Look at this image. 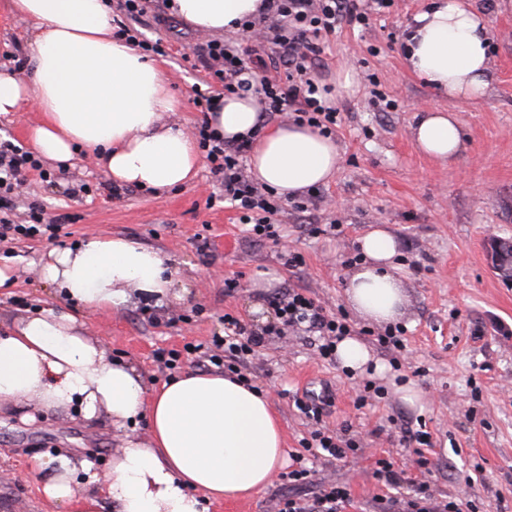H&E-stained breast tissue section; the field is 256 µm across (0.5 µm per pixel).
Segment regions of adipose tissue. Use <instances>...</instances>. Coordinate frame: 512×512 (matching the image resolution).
I'll return each instance as SVG.
<instances>
[{
    "label": "adipose tissue",
    "mask_w": 512,
    "mask_h": 512,
    "mask_svg": "<svg viewBox=\"0 0 512 512\" xmlns=\"http://www.w3.org/2000/svg\"><path fill=\"white\" fill-rule=\"evenodd\" d=\"M177 20L214 33L258 16L265 0H170ZM30 20V67L0 72V115L35 107L43 119L31 140L44 158L71 161L77 150L95 156L119 182L163 191L188 182L199 151L183 130L162 122L178 109L163 70L133 45L112 38L108 0H13ZM404 66L448 97L476 102L490 86V30L465 0H431L403 39ZM225 139L258 133L249 170L282 199L325 184L340 152L334 140L284 122L261 128L254 97L230 94L209 113ZM426 155L454 161L464 147L455 114L428 111L412 128ZM365 260L352 275L346 300L364 320L391 324L407 297L394 273L395 236L376 228L361 240ZM41 278L61 305L0 328V409L36 403L46 412L107 416L117 428L148 418V439L126 435L107 475L89 461L60 454L42 495L75 512H209L213 503L251 497L283 465L279 421L262 391L221 373L195 370L148 388L132 366L111 361L90 336L77 308L112 311L136 294L172 295L178 279L163 254L122 236H93L49 252ZM82 470L85 479L73 478Z\"/></svg>",
    "instance_id": "1"
}]
</instances>
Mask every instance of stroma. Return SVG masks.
Segmentation results:
<instances>
[{
    "label": "stroma",
    "instance_id": "35a3bbf8",
    "mask_svg": "<svg viewBox=\"0 0 512 512\" xmlns=\"http://www.w3.org/2000/svg\"><path fill=\"white\" fill-rule=\"evenodd\" d=\"M427 0H394L389 14L365 30L343 27L330 38L318 71L332 88L331 101L341 117L335 141L341 162L334 179L321 186V201L307 211L281 202L278 241L255 242L220 198L221 185L201 162L195 178L158 193L122 184L109 194V178L88 155H77L69 168L44 162L29 172L18 207L9 218H25L30 204L61 225L54 239L0 241V266L11 265L15 284L0 293V322L59 304L60 295L45 284L40 260L54 249L73 246L93 235H120L160 249L188 291L161 301L132 297L122 309L83 313L91 335L107 347L110 358L132 365L147 386L162 385L174 371L162 354H179L178 369L196 368L198 356L187 346H211L223 335L224 316L245 320L266 337L242 372L267 392L288 452L320 429L353 440L359 451L342 459L315 463L316 483L347 484L352 502L346 512H388L392 491L378 482L375 462L386 457L395 469L418 476L416 456L401 444V422L424 427L435 463L428 475L430 493L443 501L471 504L475 512H512V339L495 333L497 323L512 326V280L493 268L491 239L512 240V7L502 0H473L490 23L491 91L482 100L449 99L407 74L402 66L404 28ZM0 0V72L29 57L31 27ZM145 36L160 41L154 59L165 70L169 89L180 103L164 122L194 133L204 115L193 105L206 73L189 56L207 36L185 22L144 26ZM357 78L354 93L335 90L342 71ZM393 106L379 111L373 92ZM456 114L466 135L465 149L451 165L417 150L410 129L422 112ZM340 224V232L314 235V224ZM385 226L398 241L397 274L408 303L399 326L403 346L378 344L380 324L361 319L346 302L354 268L347 260L359 240ZM303 258L288 269V254ZM278 276L264 287L266 273ZM237 280L234 295L224 282ZM290 287L306 289L326 309L354 328L371 329L364 342L383 372L360 373L340 361L323 359L313 338L288 328L269 334L277 320L270 301ZM421 396L411 406L401 386ZM329 391L320 421L305 418L295 396ZM365 407H358L359 398ZM36 420L0 414V512H68L38 491L36 456L65 454L88 460L107 473L124 430L107 417L88 422L76 412L42 413ZM292 489L274 471L253 497L214 504L211 512H278L281 496Z\"/></svg>",
    "mask_w": 512,
    "mask_h": 512
}]
</instances>
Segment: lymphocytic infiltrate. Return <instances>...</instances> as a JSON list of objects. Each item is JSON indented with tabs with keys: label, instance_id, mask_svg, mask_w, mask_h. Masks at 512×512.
I'll return each mask as SVG.
<instances>
[{
	"label": "lymphocytic infiltrate",
	"instance_id": "obj_1",
	"mask_svg": "<svg viewBox=\"0 0 512 512\" xmlns=\"http://www.w3.org/2000/svg\"><path fill=\"white\" fill-rule=\"evenodd\" d=\"M392 0H269V8L258 20H246L243 31L263 27L266 38L261 48L277 55L282 74H258L249 51L226 40L213 39L199 48L195 57L213 81L228 94H251L257 99L263 119L288 115L293 122L308 125L325 135H333L340 121L335 107L322 99L317 83L321 66L320 44L336 34L342 25L367 26L371 14L389 10ZM198 145L205 152L211 171L224 188V198L239 214L240 223L249 225L256 240H273L279 235L274 216L278 211L265 186L247 175L245 162L252 149L250 141L224 139L209 123L197 129ZM40 163L28 151L8 143H0V211L12 210V189L28 170ZM271 305L282 325L309 334L323 336L319 349L323 355L334 354L341 337L350 335L345 319L329 315L305 289L292 288L284 296L273 297ZM263 341L261 334L248 327L243 319L232 314L224 316V333L214 337V345L223 347V355H209L211 363H222L229 372H236L254 348ZM303 450L294 454L295 466L288 471V482L306 485L311 470L306 465V452L319 449L329 457L338 458L352 451V442H337L335 436L313 431L303 440ZM379 481L391 488L413 485L411 498L404 501L403 512H463L460 503L432 501L428 486L413 482L405 472L396 470L389 459L376 462ZM349 490L339 484L321 486L310 499H284L278 512H345L350 504Z\"/></svg>",
	"mask_w": 512,
	"mask_h": 512
}]
</instances>
